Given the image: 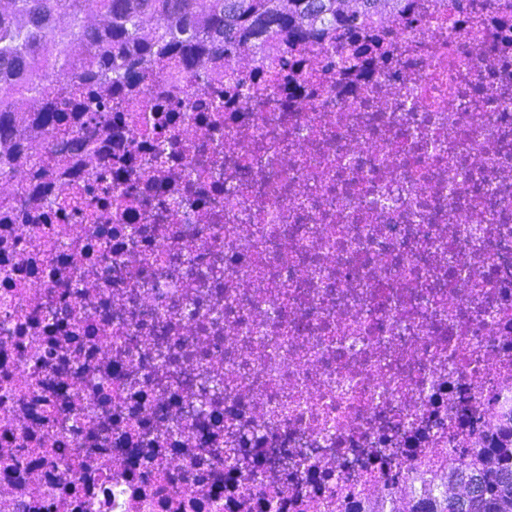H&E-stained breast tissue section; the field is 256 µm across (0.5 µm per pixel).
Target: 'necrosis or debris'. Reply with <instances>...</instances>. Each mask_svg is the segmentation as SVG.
Segmentation results:
<instances>
[{"label":"necrosis or debris","mask_w":512,"mask_h":512,"mask_svg":"<svg viewBox=\"0 0 512 512\" xmlns=\"http://www.w3.org/2000/svg\"><path fill=\"white\" fill-rule=\"evenodd\" d=\"M413 2L346 76L150 88L99 238L0 224V512H343L512 429V0Z\"/></svg>","instance_id":"4bbe7bcc"}]
</instances>
